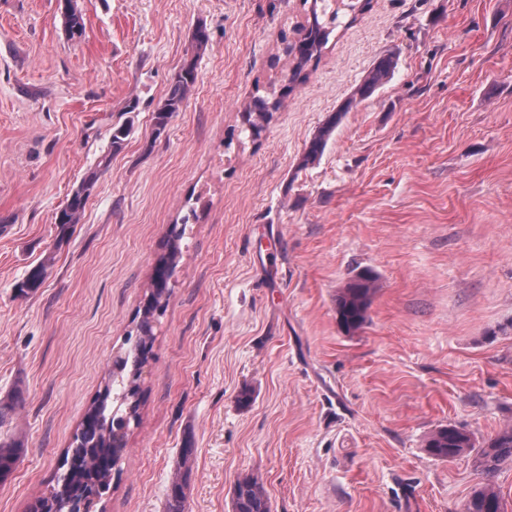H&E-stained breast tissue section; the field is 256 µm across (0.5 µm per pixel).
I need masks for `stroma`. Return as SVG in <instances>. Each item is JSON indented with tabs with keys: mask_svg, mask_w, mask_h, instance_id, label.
<instances>
[{
	"mask_svg": "<svg viewBox=\"0 0 512 512\" xmlns=\"http://www.w3.org/2000/svg\"><path fill=\"white\" fill-rule=\"evenodd\" d=\"M77 6L72 40L61 0H0V437L27 449L0 512L55 483L174 238L140 420L100 512H165L178 474L190 512H231L246 476L271 512H463L486 484L512 512V461L485 473L423 446L442 426L480 445L512 423V0H372L256 139L241 114L287 70L280 34L306 22L302 0ZM386 53L393 78L299 169ZM192 56L188 100L154 135ZM105 155L59 239L57 213ZM360 274L376 291L348 334L336 294ZM197 77V57L184 60L181 67L171 77L164 99L153 113L154 134L164 133L175 112L183 108L188 94L195 85Z\"/></svg>",
	"mask_w": 512,
	"mask_h": 512,
	"instance_id": "stroma-1",
	"label": "stroma"
}]
</instances>
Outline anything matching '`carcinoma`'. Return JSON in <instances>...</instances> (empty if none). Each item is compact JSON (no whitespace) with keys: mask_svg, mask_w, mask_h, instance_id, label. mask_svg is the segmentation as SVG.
Returning <instances> with one entry per match:
<instances>
[{"mask_svg":"<svg viewBox=\"0 0 512 512\" xmlns=\"http://www.w3.org/2000/svg\"><path fill=\"white\" fill-rule=\"evenodd\" d=\"M308 2L311 3V21L300 30L298 39L291 42L287 35L281 37L285 43L286 55L292 57V67L286 86L288 91L292 90L291 84L306 78L304 71L312 61L320 57L330 34L340 24V16L348 14V23L355 22L356 11L369 6L371 0H361L359 5L355 4L354 0H338L336 8L324 17L318 13L320 0H303L305 4ZM65 23L70 39L79 40L83 37V18L73 0H67ZM397 66L398 59L393 54L381 55L373 62L350 98L328 118L308 142L298 168L305 169L322 156L346 112L388 83ZM196 77L197 56L193 55L185 59L179 70L171 77L164 99L154 110L155 135L164 133L173 114L181 111L195 85ZM277 104L276 100L271 102L261 97L253 100V104L245 112V121L253 134L260 133L262 123L270 119L271 112L277 109ZM128 135L129 126L126 124L112 128L110 153L103 156L95 168L85 173L81 185L72 192L66 206L55 218L60 239H65L72 225L79 222L91 188L101 171L108 166L110 155L121 151ZM178 251L179 246L172 240L168 243V253L158 260L150 291L146 294L141 310L136 341L124 352L119 370L108 373L103 391L86 409L78 432L64 452V473L47 494L38 497L36 508L41 512H51L55 505L58 506V512H68V504L74 499L85 501L84 512H92L95 500L110 489V462L114 455L112 436L118 431L122 432V436H127L130 423L139 420V378L146 354L151 351L154 342L152 319L155 313L166 307L170 296L168 282L171 277L166 268L172 267ZM48 264L49 261L46 260L34 266L29 271L23 287L28 290L40 287L47 276ZM372 295V278L368 275L349 280L339 290L336 296V315L344 331H356L363 326ZM425 448L430 455L441 460L474 451L478 468L490 471L507 460L512 461V424L498 431L489 438L485 447L478 450L475 449L473 439L466 431L453 425L442 426L428 437ZM25 452L26 449L19 441H0V483L6 482L13 475ZM166 512H188L183 481L176 480L172 483ZM232 512H270L269 498L258 479L245 477L235 484ZM464 512H503L500 492L489 484L482 487L471 496Z\"/></svg>","mask_w":512,"mask_h":512,"instance_id":"obj_1","label":"carcinoma"}]
</instances>
